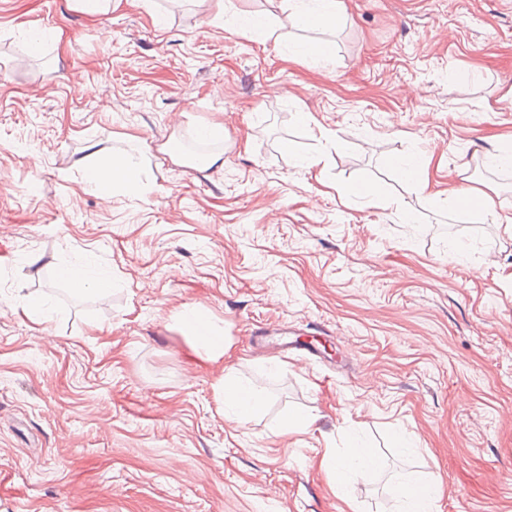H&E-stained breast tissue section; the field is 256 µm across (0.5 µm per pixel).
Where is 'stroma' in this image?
<instances>
[{"mask_svg":"<svg viewBox=\"0 0 512 512\" xmlns=\"http://www.w3.org/2000/svg\"><path fill=\"white\" fill-rule=\"evenodd\" d=\"M343 7L323 69L282 0H0V512H396L402 473L442 484L432 512H512V234L445 203L482 184L512 215V0ZM240 11L271 25L236 33ZM135 143L144 189L89 188ZM187 303L267 392L249 422L175 326ZM283 332L335 365L273 353ZM295 412L311 429L277 435ZM354 437L382 468L350 506L321 460ZM334 55L333 47L329 41H314L302 44L300 57L304 62L326 67ZM67 270L70 271L69 277L65 269L59 270V276L61 278L68 277L69 281L82 289L102 293L112 288L111 280L102 274L82 267H69Z\"/></svg>","mask_w":512,"mask_h":512,"instance_id":"35a3bbf8","label":"stroma"}]
</instances>
